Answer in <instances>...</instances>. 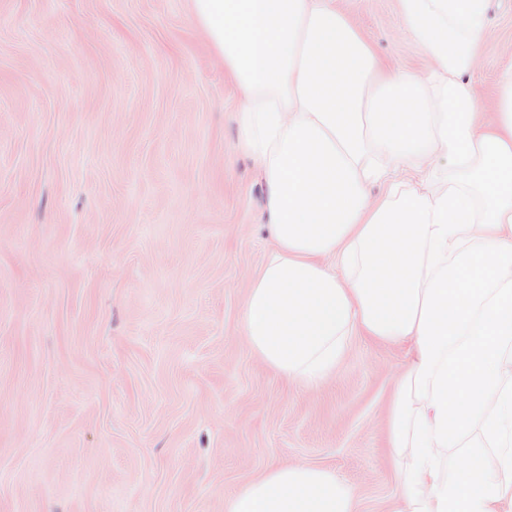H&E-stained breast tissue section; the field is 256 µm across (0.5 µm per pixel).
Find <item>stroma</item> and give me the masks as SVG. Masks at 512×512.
<instances>
[{
  "label": "stroma",
  "mask_w": 512,
  "mask_h": 512,
  "mask_svg": "<svg viewBox=\"0 0 512 512\" xmlns=\"http://www.w3.org/2000/svg\"><path fill=\"white\" fill-rule=\"evenodd\" d=\"M415 69L396 0H338ZM474 78L494 94L512 0ZM238 99L189 0H0V512H221L273 465L395 497L404 355L355 338L316 393L240 336L269 250Z\"/></svg>",
  "instance_id": "stroma-1"
}]
</instances>
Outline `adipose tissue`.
Masks as SVG:
<instances>
[{
  "mask_svg": "<svg viewBox=\"0 0 512 512\" xmlns=\"http://www.w3.org/2000/svg\"><path fill=\"white\" fill-rule=\"evenodd\" d=\"M490 3L397 0L399 33L422 54L411 71L336 0H190L263 186L271 248L241 336L308 391L355 337L404 345L388 417L395 512H512V61L484 117L473 78ZM357 498L296 461L223 512H358Z\"/></svg>",
  "mask_w": 512,
  "mask_h": 512,
  "instance_id": "adipose-tissue-1",
  "label": "adipose tissue"
}]
</instances>
